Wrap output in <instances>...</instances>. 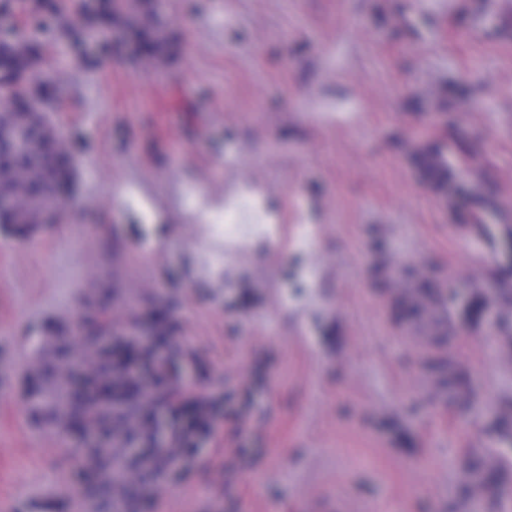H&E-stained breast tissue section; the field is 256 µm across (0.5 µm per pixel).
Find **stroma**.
Returning <instances> with one entry per match:
<instances>
[{
	"mask_svg": "<svg viewBox=\"0 0 512 512\" xmlns=\"http://www.w3.org/2000/svg\"><path fill=\"white\" fill-rule=\"evenodd\" d=\"M46 18L42 52L78 145V228L0 232V512H85L61 437L27 394L51 333L79 342L88 304L124 332L168 308L209 411L194 460L150 512H489L456 485L499 449L512 398V0H164L162 66ZM438 146L489 183L459 224L414 155ZM246 183L277 209L242 246L210 217ZM435 282L480 405L460 416L422 367L395 302Z\"/></svg>",
	"mask_w": 512,
	"mask_h": 512,
	"instance_id": "obj_1",
	"label": "stroma"
}]
</instances>
